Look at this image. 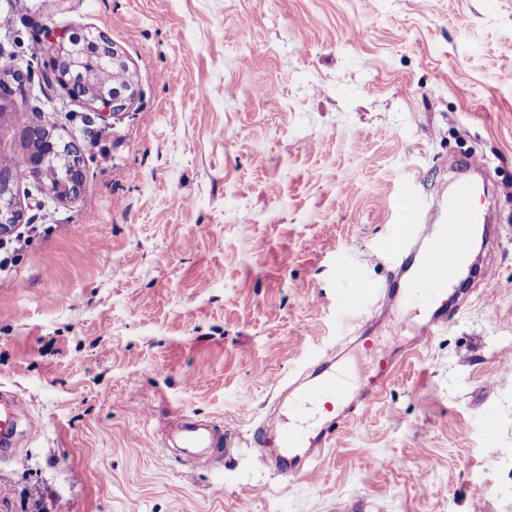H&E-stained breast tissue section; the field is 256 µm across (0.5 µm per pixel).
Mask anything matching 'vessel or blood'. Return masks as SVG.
<instances>
[{"mask_svg": "<svg viewBox=\"0 0 512 512\" xmlns=\"http://www.w3.org/2000/svg\"><path fill=\"white\" fill-rule=\"evenodd\" d=\"M477 187L470 181H457L442 200L437 223L421 221L418 200L400 198V222L410 237L396 252L398 293L405 307L421 311L422 320L412 327L410 352H420L448 324V288L467 265L476 229L489 216L476 205ZM396 364L390 357L376 359L365 380L352 383L338 358H320L310 375L296 383L287 423L274 436L255 428L249 444L254 448L273 445L276 470L291 479L312 475L313 461L328 447L329 426L355 417L362 407L376 399L391 378ZM27 413L13 399L0 398V454L8 455L16 445V429ZM183 456L194 458L216 450L219 437L213 425L181 418L172 433Z\"/></svg>", "mask_w": 512, "mask_h": 512, "instance_id": "obj_1", "label": "vessel or blood"}]
</instances>
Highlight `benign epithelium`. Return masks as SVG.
<instances>
[{"label": "benign epithelium", "instance_id": "7a95c632", "mask_svg": "<svg viewBox=\"0 0 512 512\" xmlns=\"http://www.w3.org/2000/svg\"><path fill=\"white\" fill-rule=\"evenodd\" d=\"M50 48L55 52L57 65L53 71L42 75V82L48 87L59 86L70 98L78 99L93 110L106 109L113 113L127 109L137 94V85L133 75L129 72L123 56L114 48L111 40L103 35H86V42L78 40V36L60 35L49 41ZM92 51L93 56L108 58L124 70V80L121 84L106 89L96 84L92 72L86 69L74 70L75 58L80 53ZM0 85L6 87L9 96L23 95L26 82H17L12 72L0 67ZM39 150L35 151L29 168L36 172L41 169L44 162L55 154V148L63 150V158L68 172L51 187L52 193L61 200L77 197L83 187L81 172V158L76 145L64 143L56 138L45 127H35L32 130ZM9 170H0V235L11 231L12 227L20 222L24 215L20 200L12 193L10 184L14 181Z\"/></svg>", "mask_w": 512, "mask_h": 512}]
</instances>
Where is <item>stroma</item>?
Wrapping results in <instances>:
<instances>
[{"mask_svg": "<svg viewBox=\"0 0 512 512\" xmlns=\"http://www.w3.org/2000/svg\"><path fill=\"white\" fill-rule=\"evenodd\" d=\"M89 31L135 75L125 111L40 79L46 34ZM1 65L32 79L0 98V165L25 171L44 126L85 184L22 181L0 239V390L34 419L0 458V512H512V0H0ZM471 158L491 279L420 353L397 300L353 344L340 298L390 281L398 196L431 208ZM337 348L354 382L398 363L314 477L169 448L179 415L238 440L281 425ZM32 134L36 139L35 145L39 147V150H35V154L29 164L31 173L40 170L44 162L55 154V147H59L68 172L50 189L61 200L77 197L83 187V175L80 166L81 158L77 146L70 142H62L54 136L53 132L45 127H34Z\"/></svg>", "mask_w": 512, "mask_h": 512, "instance_id": "obj_1", "label": "stroma"}]
</instances>
